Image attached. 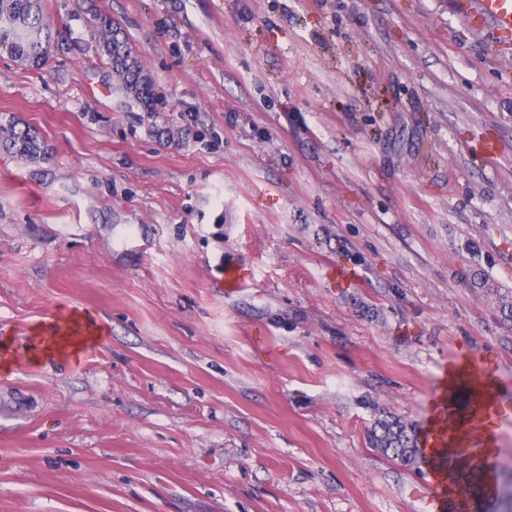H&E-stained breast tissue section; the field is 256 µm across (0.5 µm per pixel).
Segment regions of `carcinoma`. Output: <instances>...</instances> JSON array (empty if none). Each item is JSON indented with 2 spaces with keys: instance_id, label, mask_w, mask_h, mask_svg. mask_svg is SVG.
<instances>
[{
  "instance_id": "obj_1",
  "label": "carcinoma",
  "mask_w": 512,
  "mask_h": 512,
  "mask_svg": "<svg viewBox=\"0 0 512 512\" xmlns=\"http://www.w3.org/2000/svg\"><path fill=\"white\" fill-rule=\"evenodd\" d=\"M93 38L127 96L147 111H154L155 88L111 17L96 16ZM50 41L51 31L40 0H0V51L37 65L48 53ZM0 151L26 160H37L46 155L45 143L34 130L12 123L0 125ZM369 442L382 453L392 454L405 466L415 461L412 426L394 415L380 413L369 431Z\"/></svg>"
}]
</instances>
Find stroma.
<instances>
[{"label":"stroma","mask_w":512,"mask_h":512,"mask_svg":"<svg viewBox=\"0 0 512 512\" xmlns=\"http://www.w3.org/2000/svg\"><path fill=\"white\" fill-rule=\"evenodd\" d=\"M42 5L43 65L0 53V121L48 148L0 152V512H423L375 419L420 425L464 352L512 376V60L488 27L450 0ZM67 317L98 331L73 354ZM93 38L127 96L148 112L154 111V102L157 100L155 88L121 29L114 27L111 17L105 14L96 16Z\"/></svg>","instance_id":"obj_1"}]
</instances>
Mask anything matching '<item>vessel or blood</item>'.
<instances>
[{"mask_svg":"<svg viewBox=\"0 0 512 512\" xmlns=\"http://www.w3.org/2000/svg\"><path fill=\"white\" fill-rule=\"evenodd\" d=\"M459 16L488 24L497 44L512 43V0H453ZM467 394L466 408L457 397ZM512 423V377L489 372L468 357L441 369L433 381L422 422L419 446L432 482L425 496V512H496L495 474L498 460L492 448L500 422ZM474 456L483 470L474 487L455 482L456 449Z\"/></svg>","mask_w":512,"mask_h":512,"instance_id":"obj_1","label":"vessel or blood"}]
</instances>
